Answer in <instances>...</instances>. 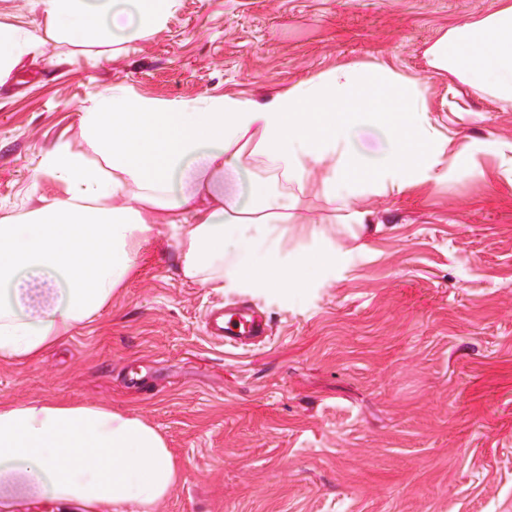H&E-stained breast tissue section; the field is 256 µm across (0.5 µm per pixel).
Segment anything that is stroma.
Segmentation results:
<instances>
[{
	"instance_id": "obj_1",
	"label": "stroma",
	"mask_w": 512,
	"mask_h": 512,
	"mask_svg": "<svg viewBox=\"0 0 512 512\" xmlns=\"http://www.w3.org/2000/svg\"><path fill=\"white\" fill-rule=\"evenodd\" d=\"M498 0H178L162 29L113 46L47 44L0 83V216L65 188L36 176L79 108L114 86L162 101L257 100L336 65L379 60L421 81L462 167L365 190L362 220L315 191L329 237L294 230L283 262L335 246L299 288L179 272L171 231L95 319L34 364L0 360V402H101L145 418L180 471L155 512H512V111L423 55ZM245 301L269 341L231 351L207 309ZM144 378L126 386L128 370Z\"/></svg>"
}]
</instances>
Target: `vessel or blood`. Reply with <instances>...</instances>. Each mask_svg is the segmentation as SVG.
I'll return each instance as SVG.
<instances>
[{
	"instance_id": "b4317fda",
	"label": "vessel or blood",
	"mask_w": 512,
	"mask_h": 512,
	"mask_svg": "<svg viewBox=\"0 0 512 512\" xmlns=\"http://www.w3.org/2000/svg\"><path fill=\"white\" fill-rule=\"evenodd\" d=\"M203 330L225 347L245 350L264 342L270 335L268 321L245 302H229L211 307L205 314Z\"/></svg>"
}]
</instances>
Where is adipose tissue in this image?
<instances>
[{
  "mask_svg": "<svg viewBox=\"0 0 512 512\" xmlns=\"http://www.w3.org/2000/svg\"><path fill=\"white\" fill-rule=\"evenodd\" d=\"M35 25L0 9V82L49 43L154 34L176 0H34ZM430 67L512 109V0L425 50ZM86 151L61 141L45 150L37 175L62 182L64 196L41 199L20 217H0V360L38 362L50 347L109 305L136 268L139 247L159 224L173 232L184 278L224 290L226 277L295 288L320 252L281 262L283 227L313 236L300 204L320 191L354 219L360 183L399 191L425 168H456L468 145L450 147L432 127L424 89L373 62L341 64L264 101L229 96L160 102L114 85L80 109ZM382 127L386 140L362 153L351 139ZM97 162H89L88 154ZM265 173L240 200L237 174ZM284 187L270 189V181ZM240 233L252 252L227 254ZM179 481L161 433L141 416L96 403L17 400L0 404V512L47 499L61 512H154Z\"/></svg>",
  "mask_w": 512,
  "mask_h": 512,
  "instance_id": "1",
  "label": "adipose tissue"
}]
</instances>
